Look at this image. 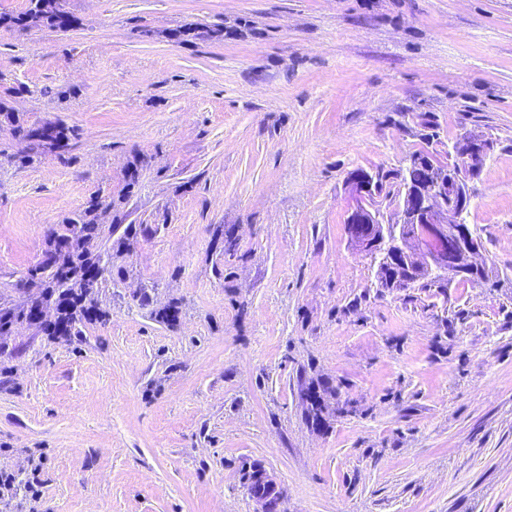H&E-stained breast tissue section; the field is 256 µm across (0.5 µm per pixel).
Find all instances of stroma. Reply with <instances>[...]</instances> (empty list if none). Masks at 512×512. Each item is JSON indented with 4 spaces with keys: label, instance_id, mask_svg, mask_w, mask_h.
Returning <instances> with one entry per match:
<instances>
[{
    "label": "stroma",
    "instance_id": "stroma-1",
    "mask_svg": "<svg viewBox=\"0 0 512 512\" xmlns=\"http://www.w3.org/2000/svg\"><path fill=\"white\" fill-rule=\"evenodd\" d=\"M62 5L68 30L0 28V99L78 130L23 167L0 116V304L95 198L104 317L0 337V474L39 489L0 512H255V461L282 512H512V0ZM468 132L488 281L379 287L348 174ZM329 387L316 385L312 382L302 391L303 399L307 404L306 416L308 421L314 425H320L324 420V413L327 409L325 395L328 393ZM241 472V478L251 497L266 491L265 478L268 473L261 463L253 462L248 467L243 465Z\"/></svg>",
    "mask_w": 512,
    "mask_h": 512
}]
</instances>
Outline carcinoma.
<instances>
[{"label":"carcinoma","instance_id":"cac0c4a2","mask_svg":"<svg viewBox=\"0 0 512 512\" xmlns=\"http://www.w3.org/2000/svg\"><path fill=\"white\" fill-rule=\"evenodd\" d=\"M41 3L42 0H28L24 11L0 15V26L28 32L42 28L67 30L77 23V19L63 8L47 12L41 8ZM0 112L6 114L15 134L25 143L19 153V159L24 162L47 154L49 148L63 160L70 152L73 140L78 137L75 128L57 121L50 127L52 136L48 141L43 137L44 130L26 125L3 101H0ZM100 206L98 200H90L77 217L67 221V233L54 237L52 246L65 252V260L59 265L49 258L31 272V288L27 289L26 302L17 307L0 306V335L10 332L19 320H34L35 312L50 303L56 305L58 316L55 321L43 324L42 328L51 336H68L82 321L100 317L95 289L99 278L107 271V262L98 248L100 224L97 223V211ZM327 393L328 388L313 383L302 391L307 404V419L315 425L323 423ZM241 472L249 494L256 495L266 490L267 471L261 463L244 466Z\"/></svg>","mask_w":512,"mask_h":512}]
</instances>
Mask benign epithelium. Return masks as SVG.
Instances as JSON below:
<instances>
[{
  "label": "benign epithelium",
  "instance_id": "benign-epithelium-1",
  "mask_svg": "<svg viewBox=\"0 0 512 512\" xmlns=\"http://www.w3.org/2000/svg\"><path fill=\"white\" fill-rule=\"evenodd\" d=\"M489 145L481 135L456 139L448 147V154L458 162L456 173L445 177L410 159L409 168L425 169L426 176L405 188L388 216L378 205L383 171H352L346 181L350 195L346 224L351 243L379 267L395 258L409 275L415 268L439 280L450 275H481L485 265L477 261L480 239L460 221V214L469 208L468 183L480 175Z\"/></svg>",
  "mask_w": 512,
  "mask_h": 512
}]
</instances>
